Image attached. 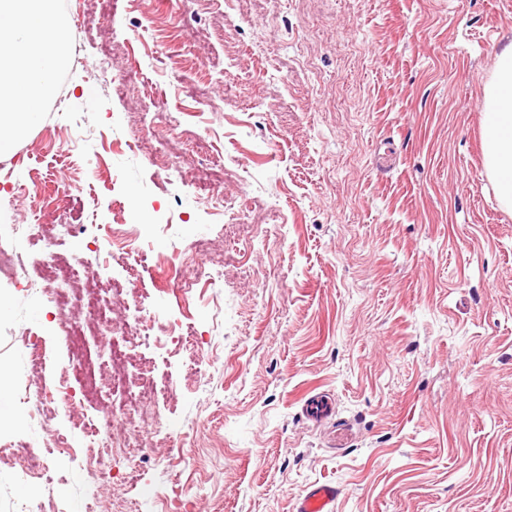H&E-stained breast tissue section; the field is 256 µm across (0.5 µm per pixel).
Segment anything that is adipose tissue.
Returning <instances> with one entry per match:
<instances>
[{"instance_id": "1", "label": "adipose tissue", "mask_w": 512, "mask_h": 512, "mask_svg": "<svg viewBox=\"0 0 512 512\" xmlns=\"http://www.w3.org/2000/svg\"><path fill=\"white\" fill-rule=\"evenodd\" d=\"M70 24L59 0H0V154L35 127L69 65ZM484 161L501 204L512 208V46L484 88Z\"/></svg>"}]
</instances>
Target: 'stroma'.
<instances>
[{
	"label": "stroma",
	"instance_id": "stroma-1",
	"mask_svg": "<svg viewBox=\"0 0 512 512\" xmlns=\"http://www.w3.org/2000/svg\"><path fill=\"white\" fill-rule=\"evenodd\" d=\"M72 30L75 53L41 124L0 161V225L63 222L34 213L35 185L67 187L75 233L58 253L88 269L104 300L133 280L120 317L156 313L192 325L193 345L89 336L72 352L24 235L0 232V413H25L22 342L40 337L47 380L74 357L108 360L122 343L150 367L153 419L138 425L141 479L111 445L112 492L87 463L85 421L121 400L59 408L48 425L0 429V512H111L113 499L153 512L166 492L171 444H184L186 512H293L311 484H339L335 512H512V211L483 165V88L512 44V0H266L248 21L226 0H126ZM208 28V42L196 32ZM126 46L160 85L175 127L141 122L100 78L98 44ZM234 78L237 96L224 99ZM206 99H199V89ZM159 141L171 168L129 150ZM218 150L229 206L210 214L176 165L196 138ZM262 200L266 224L246 266H211L183 296L164 266L191 257L198 235L244 223ZM132 234L124 259L102 227ZM98 244H91V236ZM72 390L81 378L67 375ZM314 397L331 413H305ZM63 435L73 455L46 442ZM43 447L50 472L30 488L21 444Z\"/></svg>",
	"mask_w": 512,
	"mask_h": 512
}]
</instances>
